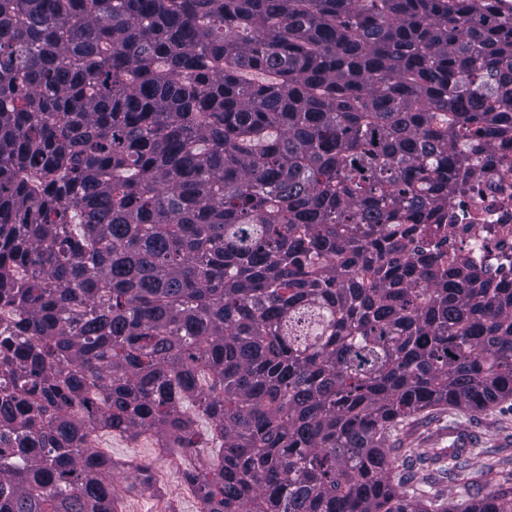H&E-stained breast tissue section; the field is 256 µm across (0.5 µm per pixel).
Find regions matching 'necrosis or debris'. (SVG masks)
Masks as SVG:
<instances>
[{"mask_svg":"<svg viewBox=\"0 0 512 512\" xmlns=\"http://www.w3.org/2000/svg\"><path fill=\"white\" fill-rule=\"evenodd\" d=\"M448 202L449 255L468 258L483 277L512 281V149L471 157Z\"/></svg>","mask_w":512,"mask_h":512,"instance_id":"4bbe7bcc","label":"necrosis or debris"}]
</instances>
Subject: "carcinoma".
Instances as JSON below:
<instances>
[{
	"label": "carcinoma",
	"instance_id": "carcinoma-1",
	"mask_svg": "<svg viewBox=\"0 0 512 512\" xmlns=\"http://www.w3.org/2000/svg\"><path fill=\"white\" fill-rule=\"evenodd\" d=\"M497 144L506 0H0V512H117L92 435L190 406L201 512H512L386 447L512 400V282L443 249Z\"/></svg>",
	"mask_w": 512,
	"mask_h": 512
}]
</instances>
